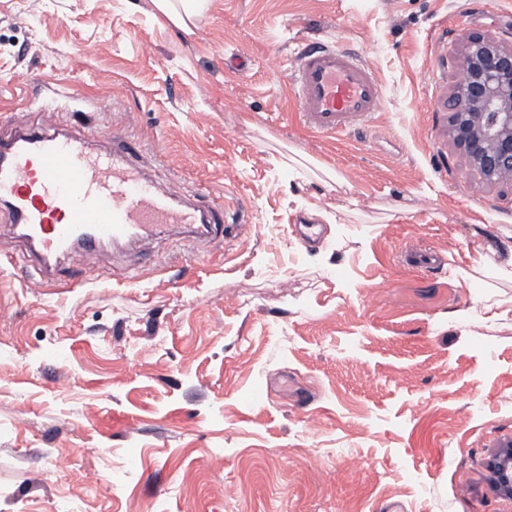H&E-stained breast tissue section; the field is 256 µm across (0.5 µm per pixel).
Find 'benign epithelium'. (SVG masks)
I'll list each match as a JSON object with an SVG mask.
<instances>
[{
	"label": "benign epithelium",
	"instance_id": "1",
	"mask_svg": "<svg viewBox=\"0 0 512 512\" xmlns=\"http://www.w3.org/2000/svg\"><path fill=\"white\" fill-rule=\"evenodd\" d=\"M458 41L464 79L448 96V135L485 181L512 186V44L468 31ZM492 467L512 491V455Z\"/></svg>",
	"mask_w": 512,
	"mask_h": 512
}]
</instances>
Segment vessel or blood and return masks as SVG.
Listing matches in <instances>:
<instances>
[{
	"mask_svg": "<svg viewBox=\"0 0 512 512\" xmlns=\"http://www.w3.org/2000/svg\"><path fill=\"white\" fill-rule=\"evenodd\" d=\"M300 117L308 129L341 135L370 127L381 116V84L349 50L319 43L301 46L289 73ZM0 140V216L41 260L27 284L51 288L59 260L80 262L108 245L133 244L179 226L199 242L216 225H242V211L208 204L160 188L140 165L138 150L121 135L111 149L92 150L77 134H63L53 116L41 123L12 119Z\"/></svg>",
	"mask_w": 512,
	"mask_h": 512,
	"instance_id": "obj_1",
	"label": "vessel or blood"
}]
</instances>
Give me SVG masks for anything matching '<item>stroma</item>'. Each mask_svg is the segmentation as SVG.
<instances>
[{
	"instance_id": "35a3bbf8",
	"label": "stroma",
	"mask_w": 512,
	"mask_h": 512,
	"mask_svg": "<svg viewBox=\"0 0 512 512\" xmlns=\"http://www.w3.org/2000/svg\"><path fill=\"white\" fill-rule=\"evenodd\" d=\"M464 29L512 38V0H207L186 31L152 0H0L1 137L51 100L94 149L122 134L163 186L249 216L103 248L88 283L68 262L41 294L0 230V512H512L490 468L512 281L475 269L512 242V187L434 136ZM308 38L376 73V127H303L287 74Z\"/></svg>"
}]
</instances>
